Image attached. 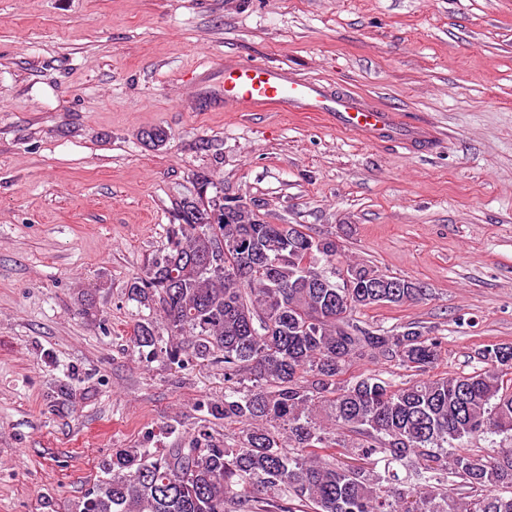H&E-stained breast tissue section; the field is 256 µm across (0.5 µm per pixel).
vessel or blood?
<instances>
[{"label": "vessel or blood", "mask_w": 512, "mask_h": 512, "mask_svg": "<svg viewBox=\"0 0 512 512\" xmlns=\"http://www.w3.org/2000/svg\"><path fill=\"white\" fill-rule=\"evenodd\" d=\"M224 105L231 112L260 108L319 112L337 128L352 132L372 145L396 141L424 150L431 144V136L422 126L402 123L394 113L367 104L349 92L297 77L290 70L263 62L225 61Z\"/></svg>", "instance_id": "1"}]
</instances>
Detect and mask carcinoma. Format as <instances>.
Instances as JSON below:
<instances>
[{
    "label": "carcinoma",
    "instance_id": "1",
    "mask_svg": "<svg viewBox=\"0 0 512 512\" xmlns=\"http://www.w3.org/2000/svg\"><path fill=\"white\" fill-rule=\"evenodd\" d=\"M196 186L130 283L142 315L129 342L148 363L224 365V398L199 411L237 432L119 449L76 512H512V344L485 346L479 371L425 379L443 337L358 319L422 299L423 284L338 265L335 237L269 224L208 174ZM351 269L359 286L340 287ZM366 358L421 377L347 376ZM481 435L504 445L465 447Z\"/></svg>",
    "mask_w": 512,
    "mask_h": 512
}]
</instances>
